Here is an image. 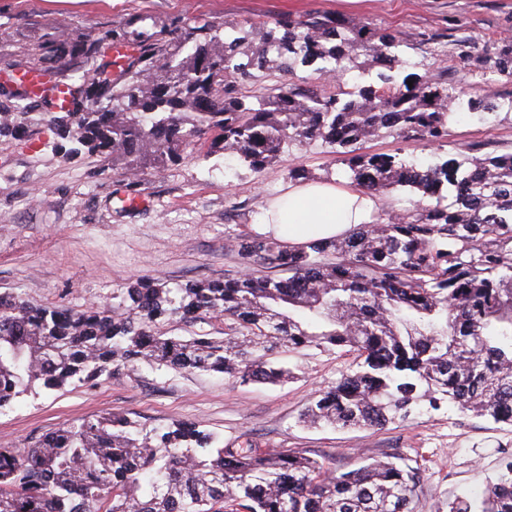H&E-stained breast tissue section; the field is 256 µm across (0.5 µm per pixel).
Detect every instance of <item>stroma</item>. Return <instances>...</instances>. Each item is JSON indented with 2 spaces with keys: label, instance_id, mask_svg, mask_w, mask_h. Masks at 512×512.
<instances>
[{
  "label": "stroma",
  "instance_id": "stroma-1",
  "mask_svg": "<svg viewBox=\"0 0 512 512\" xmlns=\"http://www.w3.org/2000/svg\"><path fill=\"white\" fill-rule=\"evenodd\" d=\"M312 10L395 33L401 74L411 80L445 77L470 95H512V78L492 68L499 51L512 47V0H0V88L34 67L30 50L46 37L80 41L70 65L77 77L86 49L114 31L178 33L204 22H248L256 45L263 23ZM285 83L319 91L331 80L309 67L291 73L273 67L246 80L242 92L255 96ZM475 141L512 150V117L482 123L461 116L447 140L436 143L384 131L363 149L425 163L457 156ZM61 142L36 121L0 136V294L48 307L108 305L113 291L156 275L182 284L237 276L245 267L227 240L254 233L266 200L288 184L290 168L310 182L350 183L346 165L319 140L284 147L259 170L228 163L216 151L146 167L133 181L114 174L111 158L64 155ZM127 195L144 197L145 206L121 209ZM284 359L294 376L278 385L137 363L92 384L23 395L0 409V448L28 447L106 412L149 429L183 422L222 445L287 449L329 459L341 472L395 459L420 474L416 512H448L458 498L479 503L488 481L512 461V425L451 404L381 430L305 426L299 415L309 400L349 372L354 357L341 349H303Z\"/></svg>",
  "mask_w": 512,
  "mask_h": 512
}]
</instances>
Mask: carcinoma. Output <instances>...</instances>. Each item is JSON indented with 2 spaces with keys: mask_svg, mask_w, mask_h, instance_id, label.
I'll return each mask as SVG.
<instances>
[{
  "mask_svg": "<svg viewBox=\"0 0 512 512\" xmlns=\"http://www.w3.org/2000/svg\"><path fill=\"white\" fill-rule=\"evenodd\" d=\"M265 47L226 22L186 29L179 40L138 35L112 59L100 40L93 64L68 84L64 111L39 101V122L91 154L123 161L126 175L190 151L260 169L285 144L320 139L348 165L353 186L436 199L406 214L360 224L346 236L288 249L270 235H238L228 247L248 267L239 277L169 286L151 278L118 290L112 305L71 311L0 294V409L39 389L86 384L146 361L223 373L242 383L289 377L275 350L346 349L356 368L322 391L305 422L381 429L426 401L512 425V152L469 153L419 165L361 151L387 129L433 142L448 138L463 107L481 122L512 114V97L464 99L446 79L397 80L401 42L368 23L327 13L274 19ZM372 52L385 71H362L350 89L285 84L249 105L240 80L271 62L357 67ZM72 47L40 49L46 75H63ZM31 120L18 106L0 134ZM286 271L275 278L272 271ZM224 319V335L167 336L162 322ZM215 437L180 423L146 430L110 412L68 424L23 449L0 448V512H414L418 473L391 460L336 472L326 460ZM512 512V463L489 481L480 510Z\"/></svg>",
  "mask_w": 512,
  "mask_h": 512,
  "instance_id": "obj_1",
  "label": "carcinoma"
}]
</instances>
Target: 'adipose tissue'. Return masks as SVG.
Instances as JSON below:
<instances>
[{"label": "adipose tissue", "instance_id": "adipose-tissue-1", "mask_svg": "<svg viewBox=\"0 0 512 512\" xmlns=\"http://www.w3.org/2000/svg\"><path fill=\"white\" fill-rule=\"evenodd\" d=\"M379 206L376 197L333 183L288 184L263 209L262 228L275 231L288 246H302L310 229L324 238L348 234L355 225L368 224Z\"/></svg>", "mask_w": 512, "mask_h": 512}]
</instances>
